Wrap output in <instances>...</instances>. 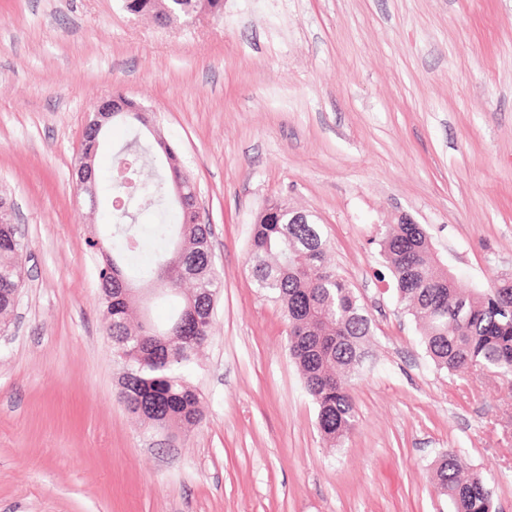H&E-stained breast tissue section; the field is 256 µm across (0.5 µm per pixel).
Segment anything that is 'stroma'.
Masks as SVG:
<instances>
[{
  "label": "stroma",
  "instance_id": "stroma-1",
  "mask_svg": "<svg viewBox=\"0 0 512 512\" xmlns=\"http://www.w3.org/2000/svg\"><path fill=\"white\" fill-rule=\"evenodd\" d=\"M115 92L177 147L224 275L185 433L147 429L117 394L89 241L112 230L135 126L100 147L97 209L74 177L88 114ZM0 194L27 270L0 339V512H448L432 474L450 450L512 512V390L438 371L376 280L402 215L461 287L512 272V0H224L168 28L121 0H0ZM274 198L316 217L371 320L340 448L249 272Z\"/></svg>",
  "mask_w": 512,
  "mask_h": 512
}]
</instances>
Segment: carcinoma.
<instances>
[{
  "mask_svg": "<svg viewBox=\"0 0 512 512\" xmlns=\"http://www.w3.org/2000/svg\"><path fill=\"white\" fill-rule=\"evenodd\" d=\"M166 0L174 14L188 20L204 2ZM133 157L140 171V215L112 202V244L106 249L112 269L100 268L102 307L113 348L124 363L119 398L152 429L178 433L199 423L200 398L183 376L210 334L215 297L223 288L209 244V225L190 223L170 195L171 170L153 145L135 137L116 161ZM282 201L268 203L253 224L249 239L251 274L265 295L278 303L288 320V351L304 387L317 407V428L339 447L357 423L347 379L366 354L370 321L348 281L326 259V243L313 217L288 223ZM13 203H0V325L15 307V289L25 280L24 246L14 232ZM398 301L421 328V343L439 370L492 369L512 385V275L494 280L489 291L473 294L431 255L429 236L419 224H392L379 241ZM150 254L137 276L126 265L137 254ZM164 284L165 294L181 306L159 328L133 320L143 286ZM437 492L450 512H492V490L478 473H467L459 454L442 455L434 471Z\"/></svg>",
  "mask_w": 512,
  "mask_h": 512,
  "instance_id": "carcinoma-1",
  "label": "carcinoma"
}]
</instances>
